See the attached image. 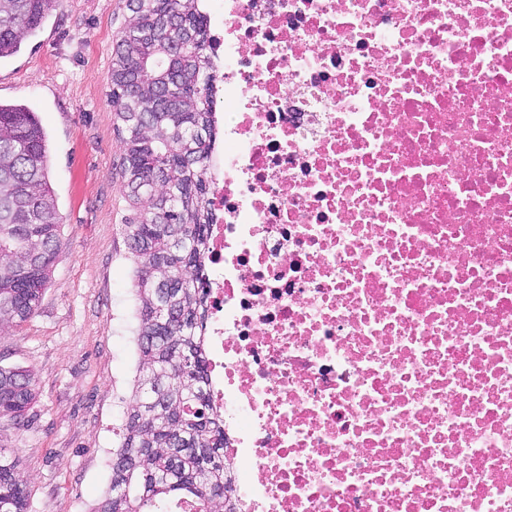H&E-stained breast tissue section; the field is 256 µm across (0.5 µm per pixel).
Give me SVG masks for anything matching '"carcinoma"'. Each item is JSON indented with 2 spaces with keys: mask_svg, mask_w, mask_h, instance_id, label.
<instances>
[{
  "mask_svg": "<svg viewBox=\"0 0 512 512\" xmlns=\"http://www.w3.org/2000/svg\"><path fill=\"white\" fill-rule=\"evenodd\" d=\"M202 0H125L131 12L112 54L110 104L121 125L122 179L131 215L137 368L112 449V481L95 512H195L226 507L235 485L224 429L210 404L204 264L214 144ZM59 0H0V58L18 54ZM48 136L24 103H0V332L40 305L60 247L48 179ZM35 398L31 374L0 366V416L20 418ZM24 480L0 451V512H25Z\"/></svg>",
  "mask_w": 512,
  "mask_h": 512,
  "instance_id": "obj_1",
  "label": "carcinoma"
}]
</instances>
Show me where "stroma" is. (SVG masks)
<instances>
[{
	"instance_id": "stroma-1",
	"label": "stroma",
	"mask_w": 512,
	"mask_h": 512,
	"mask_svg": "<svg viewBox=\"0 0 512 512\" xmlns=\"http://www.w3.org/2000/svg\"><path fill=\"white\" fill-rule=\"evenodd\" d=\"M124 0H61L21 51L0 59V101L27 103L49 139L61 246L36 313L0 335V365L34 376L0 448L27 481V512H89L112 480L113 433L136 371L133 256L121 142L109 102Z\"/></svg>"
}]
</instances>
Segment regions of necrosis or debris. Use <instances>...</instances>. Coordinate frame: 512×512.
Returning a JSON list of instances; mask_svg holds the SVG:
<instances>
[{
	"label": "necrosis or debris",
	"mask_w": 512,
	"mask_h": 512,
	"mask_svg": "<svg viewBox=\"0 0 512 512\" xmlns=\"http://www.w3.org/2000/svg\"><path fill=\"white\" fill-rule=\"evenodd\" d=\"M207 2L239 512H512V0Z\"/></svg>",
	"instance_id": "1"
}]
</instances>
